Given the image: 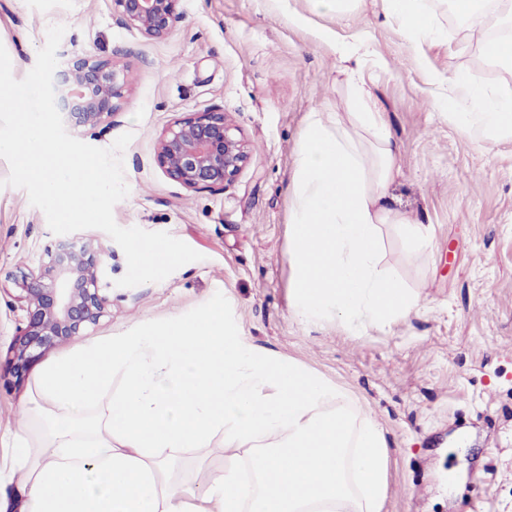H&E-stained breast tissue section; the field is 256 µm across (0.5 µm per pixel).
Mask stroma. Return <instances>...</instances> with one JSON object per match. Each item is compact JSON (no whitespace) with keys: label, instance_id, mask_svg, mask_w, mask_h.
Wrapping results in <instances>:
<instances>
[{"label":"stroma","instance_id":"stroma-1","mask_svg":"<svg viewBox=\"0 0 512 512\" xmlns=\"http://www.w3.org/2000/svg\"><path fill=\"white\" fill-rule=\"evenodd\" d=\"M178 10L169 34L150 40L119 21L112 0H0V44L15 78L33 68L55 24L66 27L58 60L107 59L127 71L118 125L83 138L108 148L133 134L123 154L130 192L114 219L170 233L201 255L164 281L122 288L127 261L113 247L112 303L82 342L223 304L255 345L322 373L380 427L390 450L382 512H471L479 501L512 512V138L477 141L434 107L428 84L466 71L498 89L512 87V75L442 12L441 37L411 43L386 0H362L346 15L313 0H180ZM343 46L365 49L360 75L396 143L387 196L433 234L431 253L420 255L397 226H383L381 264L420 309L360 335L288 308L296 150L307 113L350 109ZM212 110L234 121L252 156L224 188L195 192L155 164V144L175 119ZM8 174L0 159L4 359L24 316L14 279L58 240ZM31 383L0 376V435L19 421Z\"/></svg>","mask_w":512,"mask_h":512}]
</instances>
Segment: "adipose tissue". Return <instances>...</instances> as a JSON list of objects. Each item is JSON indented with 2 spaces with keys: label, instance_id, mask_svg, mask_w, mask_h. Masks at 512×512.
Returning <instances> with one entry per match:
<instances>
[{
  "label": "adipose tissue",
  "instance_id": "1",
  "mask_svg": "<svg viewBox=\"0 0 512 512\" xmlns=\"http://www.w3.org/2000/svg\"><path fill=\"white\" fill-rule=\"evenodd\" d=\"M386 2L409 40L436 36L426 0ZM450 5L482 26L512 28V0L489 13L480 0ZM431 82L449 122L486 141L512 137V89H488L461 71ZM351 105L344 118L305 119L288 307L359 335L417 307L379 266L382 226L403 225L418 253L432 231L386 198L396 146L360 83ZM219 434L223 467L183 477L186 451ZM8 437L16 488L0 512H381L388 489L378 425L323 375L256 346L213 303L46 363Z\"/></svg>",
  "mask_w": 512,
  "mask_h": 512
}]
</instances>
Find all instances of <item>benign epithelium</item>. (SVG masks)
Masks as SVG:
<instances>
[{
  "instance_id": "7a95c632",
  "label": "benign epithelium",
  "mask_w": 512,
  "mask_h": 512,
  "mask_svg": "<svg viewBox=\"0 0 512 512\" xmlns=\"http://www.w3.org/2000/svg\"><path fill=\"white\" fill-rule=\"evenodd\" d=\"M179 0H113L120 21L149 39L165 37L180 19ZM56 105L74 133L115 126L118 101L128 91L123 70L110 60L71 59L54 74ZM251 148L222 112H194L176 119L158 137L154 161L186 189H212L233 181L250 162ZM111 249L91 240L59 241L38 268L17 282L25 320L18 327L8 370L25 373L38 357L99 323L111 300L103 292Z\"/></svg>"
}]
</instances>
